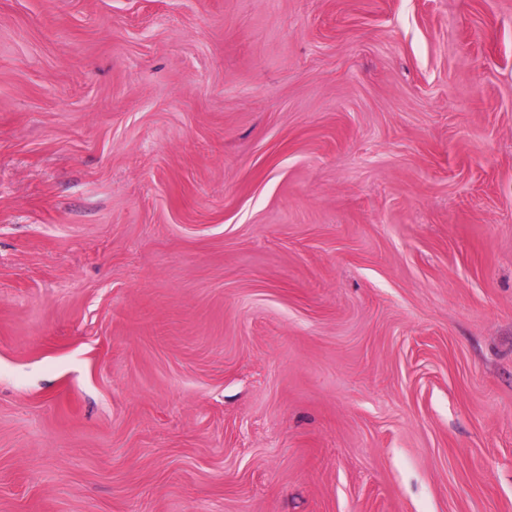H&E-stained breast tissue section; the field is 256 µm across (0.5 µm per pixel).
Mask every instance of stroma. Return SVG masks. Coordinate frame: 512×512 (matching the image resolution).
<instances>
[{
    "instance_id": "35a3bbf8",
    "label": "stroma",
    "mask_w": 512,
    "mask_h": 512,
    "mask_svg": "<svg viewBox=\"0 0 512 512\" xmlns=\"http://www.w3.org/2000/svg\"><path fill=\"white\" fill-rule=\"evenodd\" d=\"M0 512H512V0H0Z\"/></svg>"
}]
</instances>
